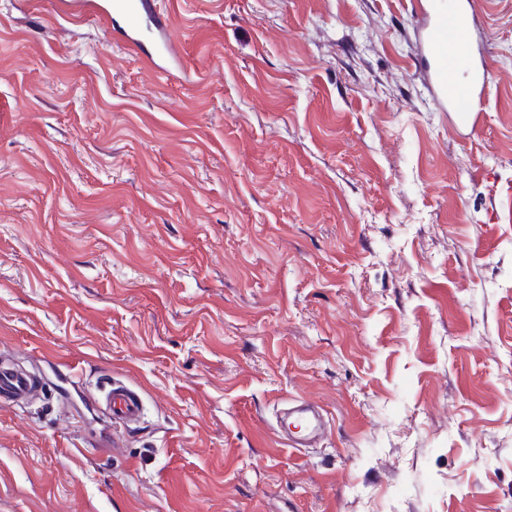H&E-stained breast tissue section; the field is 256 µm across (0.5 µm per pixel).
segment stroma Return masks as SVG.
Instances as JSON below:
<instances>
[{"mask_svg":"<svg viewBox=\"0 0 512 512\" xmlns=\"http://www.w3.org/2000/svg\"><path fill=\"white\" fill-rule=\"evenodd\" d=\"M161 5L165 72L0 0V512H512V0L473 133L407 0ZM38 385H40V379L34 374L4 362L0 365V398L22 402ZM98 396L114 428H130L144 418L145 402L141 390L128 381L107 376L99 383Z\"/></svg>","mask_w":512,"mask_h":512,"instance_id":"35a3bbf8","label":"stroma"}]
</instances>
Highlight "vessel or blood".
<instances>
[{"mask_svg": "<svg viewBox=\"0 0 512 512\" xmlns=\"http://www.w3.org/2000/svg\"><path fill=\"white\" fill-rule=\"evenodd\" d=\"M411 2L424 21L416 62L434 93L437 110L449 113L461 128L477 130L485 118L490 65L476 0ZM57 7L62 13L111 25L126 48L144 54L151 67L177 55L168 34L170 21L159 0H110L105 6L98 0H58ZM39 383L32 373L0 365V398L24 401ZM98 396L114 427L126 429L142 421L145 402L130 382L105 377Z\"/></svg>", "mask_w": 512, "mask_h": 512, "instance_id": "obj_1", "label": "vessel or blood"}]
</instances>
